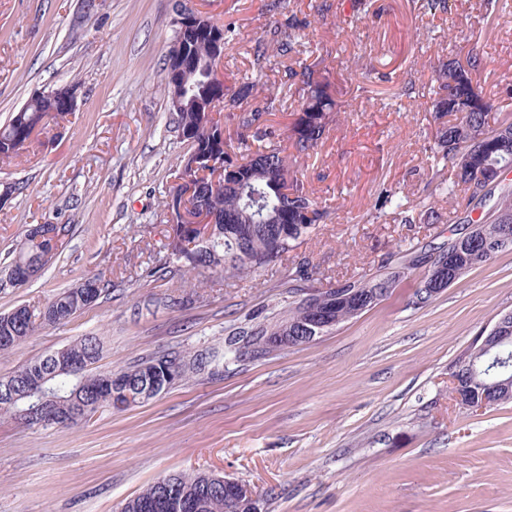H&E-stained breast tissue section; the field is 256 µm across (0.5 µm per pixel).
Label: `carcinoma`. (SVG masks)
I'll list each match as a JSON object with an SVG mask.
<instances>
[{"label":"carcinoma","mask_w":512,"mask_h":512,"mask_svg":"<svg viewBox=\"0 0 512 512\" xmlns=\"http://www.w3.org/2000/svg\"><path fill=\"white\" fill-rule=\"evenodd\" d=\"M301 26L291 20L274 30L273 41L279 47L293 50L300 42ZM232 26L217 25L207 16L185 29L182 43L187 55L208 60L215 51H224L231 41ZM479 58L468 51L466 63L451 62L436 70L438 84L432 100L433 119L436 121L435 158L454 175L445 188L451 197H461L466 206L477 207L491 203L490 210L512 212V188L500 183L484 192L472 189L470 182L488 165L504 170L512 168V139L499 147L479 140L488 128V116L493 104L485 97L475 80ZM319 64L304 68L300 84L295 89L299 108L291 113L288 135L296 154L308 156L315 151L333 121L336 107L331 84L318 80ZM183 78L193 101L185 103L177 113L178 129L188 145L184 164L191 158H213L221 163L223 172L201 166L209 173L195 175V188L187 200L185 215L177 216L170 225L166 244L170 255H175L178 244L202 239L199 250L189 262L191 269L219 270L233 279L239 275L263 269L278 261L304 238L310 236L329 217L327 207L321 205L305 187L297 171L289 163L286 149L264 145L269 139L267 125L253 128L238 120V114L226 111L223 119L206 116L205 105L218 94L216 79L204 70H186ZM455 116L454 122L445 118ZM63 112H52L42 99H32L14 113L0 131V160L5 161L27 150L50 124H59ZM470 153V167L460 166L459 152ZM258 195L267 211H285L277 224H261L256 207L249 197ZM68 229L59 224H35L27 230L24 239L15 248L10 266L21 272L27 268H44L54 261L59 244ZM446 250L456 255V269L445 270L437 285L438 290L457 282L459 270L471 271L486 263L484 244L477 240L448 239L432 249H416L408 253L407 262L392 267L382 276L349 278L326 290L316 291V302L306 305L298 299L288 303L271 318L238 326L224 341V352L183 355L180 364L167 368L168 356L161 355L141 361L117 373L96 370L102 356L103 342L97 336H81L72 343L49 354L34 357L11 376L0 379V415L28 427H46L38 418L42 407L37 394L28 392L29 376L36 374L47 379L54 400L49 413L61 421L75 422L74 413L83 405L95 414L103 407L112 406V393L123 390L144 391L157 382L159 392L171 388L179 380H186L209 371V366L222 357L239 359L245 354L266 355L286 347L296 346L298 336L306 329L327 324L335 328L346 323L383 301L410 269L424 270L422 288L432 287V270L428 259ZM106 292L104 281L88 277L74 288L54 295L41 307L26 305L0 314V350L6 351L34 335L46 326L68 322L76 313L94 305ZM461 376L467 390L476 394L497 381L491 393L494 405L512 403V362L490 379L476 366L463 369ZM170 490L195 505L194 512H229L230 493L224 485L204 472H179L155 481L136 497L127 500L120 512H168L164 501L162 482Z\"/></svg>","instance_id":"obj_1"}]
</instances>
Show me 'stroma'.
<instances>
[{"label":"stroma","mask_w":512,"mask_h":512,"mask_svg":"<svg viewBox=\"0 0 512 512\" xmlns=\"http://www.w3.org/2000/svg\"><path fill=\"white\" fill-rule=\"evenodd\" d=\"M232 23L220 74L258 80L271 102L272 143L285 144L298 106L290 71L321 62L336 120L297 167L326 224L269 267L229 279L191 270L165 248L166 203L187 146L170 110L166 56L175 0H0V126L31 97L78 85L57 137L0 162V264L35 224L71 231L55 260L20 288L0 289V313L38 306L94 275L109 291L69 322L0 351V377L95 334L98 367L121 371L155 355L223 348L241 321L318 288L438 246L481 216L446 197L436 174L429 105L435 70L475 51L490 125L512 122V7L499 0H193ZM305 21L299 52L271 35ZM402 197L414 223L378 204ZM437 217L421 220L426 209ZM413 270L359 317L308 344L175 384L145 404L100 410L72 427L0 418V512H120L174 472L249 484L261 512H512V404L455 406L448 373L499 313L512 310V251L498 253L422 309Z\"/></svg>","instance_id":"1"}]
</instances>
